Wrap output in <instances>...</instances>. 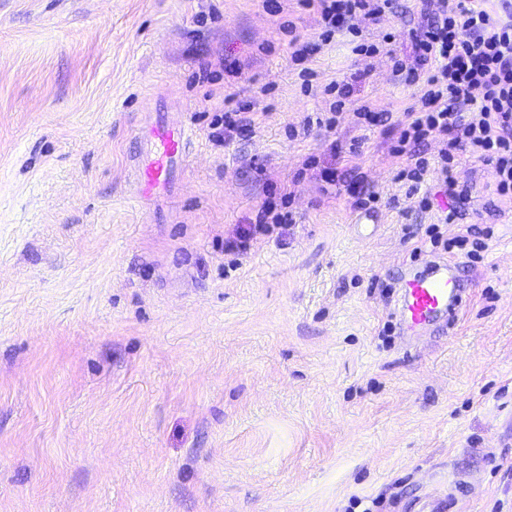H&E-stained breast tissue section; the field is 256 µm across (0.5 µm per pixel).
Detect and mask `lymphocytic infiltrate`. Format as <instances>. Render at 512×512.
Returning a JSON list of instances; mask_svg holds the SVG:
<instances>
[{"instance_id": "f902f5d3", "label": "lymphocytic infiltrate", "mask_w": 512, "mask_h": 512, "mask_svg": "<svg viewBox=\"0 0 512 512\" xmlns=\"http://www.w3.org/2000/svg\"><path fill=\"white\" fill-rule=\"evenodd\" d=\"M314 11L322 39L341 32L345 20L358 15L379 18L400 15V0H300ZM423 23L409 30L411 51L390 52L397 79L419 85L420 108H405L397 146L391 155L400 162L399 178L420 185L428 170L421 148L440 137L441 161L467 152L493 169L495 190L512 203V0H458L444 10L438 0H424ZM333 95L331 114L318 126L331 129L335 115L352 107L372 123L381 114L375 102L357 101L352 85L341 80L326 89Z\"/></svg>"}]
</instances>
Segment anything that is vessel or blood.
<instances>
[{
  "instance_id": "vessel-or-blood-1",
  "label": "vessel or blood",
  "mask_w": 512,
  "mask_h": 512,
  "mask_svg": "<svg viewBox=\"0 0 512 512\" xmlns=\"http://www.w3.org/2000/svg\"><path fill=\"white\" fill-rule=\"evenodd\" d=\"M193 136V130L186 126L172 125L161 117L155 119L146 133L148 155L134 168L136 182L145 197L159 198L173 192L172 174L184 163ZM465 291L453 263L435 265L429 275L405 279L399 320L415 333L445 324L462 308Z\"/></svg>"
}]
</instances>
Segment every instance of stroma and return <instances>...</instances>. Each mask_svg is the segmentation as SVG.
<instances>
[{"instance_id":"35a3bbf8","label":"stroma","mask_w":512,"mask_h":512,"mask_svg":"<svg viewBox=\"0 0 512 512\" xmlns=\"http://www.w3.org/2000/svg\"><path fill=\"white\" fill-rule=\"evenodd\" d=\"M278 4L0 0V512H417L460 480L455 512H512V207L436 138L409 193L393 119L291 136L328 109L305 67L414 104L354 48L419 12L302 64L282 27L318 42V17ZM159 112L195 137L154 202L130 157ZM269 202L295 223L260 231ZM462 224L480 256L447 248ZM445 259L469 301L408 347L398 282Z\"/></svg>"}]
</instances>
